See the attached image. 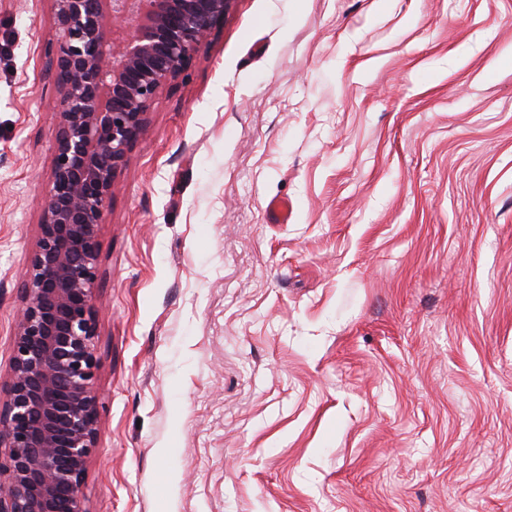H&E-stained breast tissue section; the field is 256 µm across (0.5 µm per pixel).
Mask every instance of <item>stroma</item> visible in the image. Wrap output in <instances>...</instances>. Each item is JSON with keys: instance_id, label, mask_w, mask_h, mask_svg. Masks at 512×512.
<instances>
[{"instance_id": "stroma-1", "label": "stroma", "mask_w": 512, "mask_h": 512, "mask_svg": "<svg viewBox=\"0 0 512 512\" xmlns=\"http://www.w3.org/2000/svg\"><path fill=\"white\" fill-rule=\"evenodd\" d=\"M54 44L0 0L1 377ZM98 268L85 512H512V0H234Z\"/></svg>"}]
</instances>
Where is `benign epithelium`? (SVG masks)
<instances>
[{
	"label": "benign epithelium",
	"mask_w": 512,
	"mask_h": 512,
	"mask_svg": "<svg viewBox=\"0 0 512 512\" xmlns=\"http://www.w3.org/2000/svg\"><path fill=\"white\" fill-rule=\"evenodd\" d=\"M49 189L0 390V512H84L98 435L95 289L106 204L160 92L233 0H51Z\"/></svg>",
	"instance_id": "7a95c632"
}]
</instances>
